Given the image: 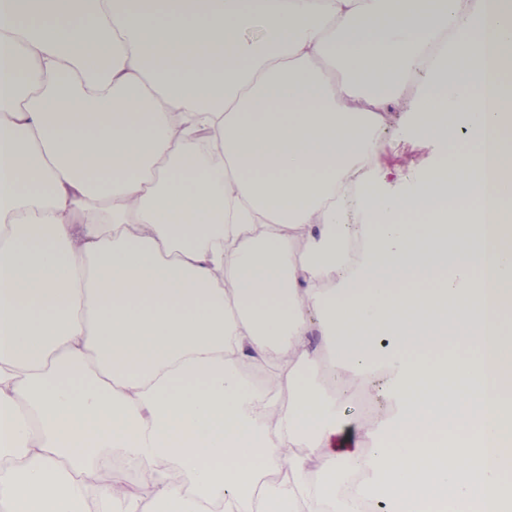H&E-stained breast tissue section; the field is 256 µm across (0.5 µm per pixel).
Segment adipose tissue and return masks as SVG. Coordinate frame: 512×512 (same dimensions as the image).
Returning <instances> with one entry per match:
<instances>
[{
  "label": "adipose tissue",
  "instance_id": "obj_1",
  "mask_svg": "<svg viewBox=\"0 0 512 512\" xmlns=\"http://www.w3.org/2000/svg\"><path fill=\"white\" fill-rule=\"evenodd\" d=\"M413 2L0 0V512H239L263 468L287 473L266 512H358L335 480L359 471L385 512H512V245L486 244L512 214V0ZM393 112L437 155L411 194L366 167ZM446 195L472 206L429 212ZM324 359L387 405L362 447ZM451 397L473 441L408 445ZM115 451L154 482L88 483Z\"/></svg>",
  "mask_w": 512,
  "mask_h": 512
}]
</instances>
